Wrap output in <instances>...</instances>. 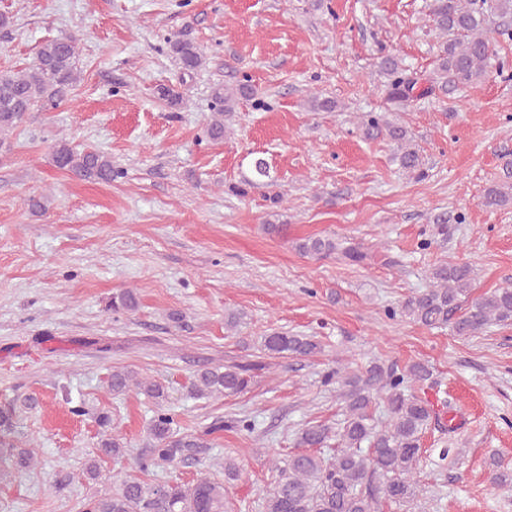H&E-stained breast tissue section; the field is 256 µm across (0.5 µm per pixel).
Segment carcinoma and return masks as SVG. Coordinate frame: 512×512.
Segmentation results:
<instances>
[{
	"label": "carcinoma",
	"mask_w": 512,
	"mask_h": 512,
	"mask_svg": "<svg viewBox=\"0 0 512 512\" xmlns=\"http://www.w3.org/2000/svg\"><path fill=\"white\" fill-rule=\"evenodd\" d=\"M426 22L441 36L428 86L419 88L416 72L388 53L379 57L378 75L390 101L402 104L415 93L448 94L460 87L486 80L491 72L505 73L506 63L495 58L492 42L512 43V0H429ZM170 53L183 71L200 69L205 58L199 46L178 35L166 38ZM77 38L62 36L42 43L33 62L16 72L0 76V133L16 129L35 109L56 108L71 100L79 76L75 65ZM256 91L245 77L231 85L213 89L215 112L208 127L213 140L224 139V113L241 101H252ZM367 139L387 136L396 145L399 166L416 178L425 175L413 137L403 126L389 122L380 113H369L361 120ZM55 166L87 182L110 183L118 172L112 159L96 151L78 150L69 142L56 143L52 155ZM274 182L268 161L256 157L251 162V177L244 184L251 187ZM486 208L512 206V175L488 187L481 197ZM297 249L305 256H338L360 265L370 259L360 246L332 236L303 239ZM430 285L424 291L405 298L388 310L429 328L449 327L456 336H474L492 323L512 320V286L496 288L471 303L466 297L474 280V269L465 263H442L429 272ZM138 301L130 290L112 296L109 308L134 311ZM261 350L268 355L310 358L322 353L315 336L273 330L261 337ZM260 362L232 363L204 367L196 372L190 393L196 397L231 396L247 390L252 373L262 369ZM336 379L344 388L345 413L339 427L309 423L295 439L298 451L284 458L272 459L276 473L272 488L266 491L262 512H384L401 507L422 492L417 472L421 441L433 415L427 399L419 395L430 380L423 363L405 367L375 363L365 371L335 370L328 379ZM108 388L115 394L131 389L153 399H164L162 383L128 370H114ZM382 401L388 423L379 429L371 408ZM100 440L97 454L85 463V472L95 480L100 476L101 461H120L126 445L112 433L110 417H97ZM205 430L180 433L170 413L159 410L147 424L149 454L138 461L146 473L160 464L177 465L197 462L211 447ZM25 437L23 423L15 408L0 411V484H8L36 466L32 452L19 450ZM336 441V448L325 454L322 448ZM224 479L200 473L193 482L155 483L126 475L112 481V489L95 495L85 505V512H229L224 482L236 480L238 467L232 458H224Z\"/></svg>",
	"instance_id": "carcinoma-1"
}]
</instances>
